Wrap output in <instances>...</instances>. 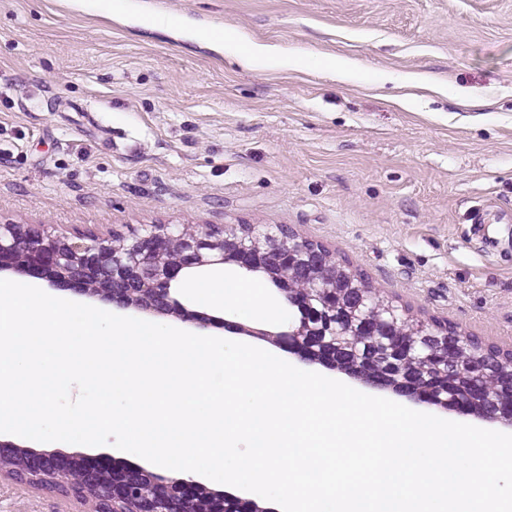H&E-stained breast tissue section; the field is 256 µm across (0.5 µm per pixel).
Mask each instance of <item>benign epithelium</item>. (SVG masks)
<instances>
[{"mask_svg":"<svg viewBox=\"0 0 512 512\" xmlns=\"http://www.w3.org/2000/svg\"><path fill=\"white\" fill-rule=\"evenodd\" d=\"M305 240L299 237L276 236L263 241L262 248L243 247L229 251L224 246V234L205 227L196 230H174L170 225L149 234L131 239L120 252L111 248L108 239H76L61 237L36 230L28 225H0V271L17 270L31 277L45 279L63 290L93 295L105 302L116 303L138 311L175 315L200 328L215 324L212 316L190 310L171 296L172 284L192 269L232 263L247 273L267 276L271 268L284 282L299 280L309 271L290 259L292 248H302ZM336 263L326 265L327 272L316 280L323 291L336 288ZM222 325L251 336L274 335L289 349L309 363L341 368V357L335 351L316 348L302 339L306 332L291 327L287 332L273 333L237 322L224 321ZM350 374L363 383L387 388L399 395L415 397L443 409L453 408L462 414H472L493 420H512V403L492 400L483 406L471 404V397L457 396L454 400L439 399L432 388L411 379H397L387 373L356 367ZM44 470L63 466L79 469L88 477L108 472V495L117 512H181L179 503L192 498L202 490L193 480L166 479L149 475L151 488L165 487L170 495L157 492L138 495L133 492L134 480L145 475L103 456L67 455L30 451Z\"/></svg>","mask_w":512,"mask_h":512,"instance_id":"7a95c632","label":"benign epithelium"}]
</instances>
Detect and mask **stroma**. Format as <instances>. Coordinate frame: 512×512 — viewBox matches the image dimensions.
Wrapping results in <instances>:
<instances>
[{"label":"stroma","instance_id":"35a3bbf8","mask_svg":"<svg viewBox=\"0 0 512 512\" xmlns=\"http://www.w3.org/2000/svg\"><path fill=\"white\" fill-rule=\"evenodd\" d=\"M0 0V225L127 235L156 224L294 230L365 273L413 319L512 350V251L480 250L470 216L512 219V0ZM163 14L167 30L145 23ZM309 58L250 69L199 32ZM348 60L356 75L329 71ZM188 308L259 328H210L291 365L431 410L274 345L288 309ZM269 337H262V330ZM0 512H86L0 475Z\"/></svg>","mask_w":512,"mask_h":512}]
</instances>
